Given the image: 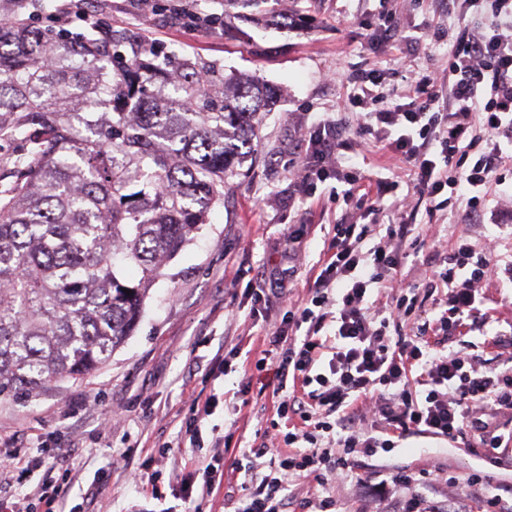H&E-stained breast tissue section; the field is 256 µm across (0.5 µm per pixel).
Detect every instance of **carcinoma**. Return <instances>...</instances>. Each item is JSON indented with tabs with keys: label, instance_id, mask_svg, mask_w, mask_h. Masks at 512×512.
<instances>
[{
	"label": "carcinoma",
	"instance_id": "obj_1",
	"mask_svg": "<svg viewBox=\"0 0 512 512\" xmlns=\"http://www.w3.org/2000/svg\"><path fill=\"white\" fill-rule=\"evenodd\" d=\"M161 55L21 10L0 24V400L80 380L125 343L275 103L250 76Z\"/></svg>",
	"mask_w": 512,
	"mask_h": 512
}]
</instances>
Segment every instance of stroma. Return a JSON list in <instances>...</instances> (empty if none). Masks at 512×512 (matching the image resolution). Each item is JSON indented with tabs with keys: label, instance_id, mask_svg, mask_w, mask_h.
Segmentation results:
<instances>
[{
	"label": "stroma",
	"instance_id": "1",
	"mask_svg": "<svg viewBox=\"0 0 512 512\" xmlns=\"http://www.w3.org/2000/svg\"><path fill=\"white\" fill-rule=\"evenodd\" d=\"M102 6L114 37L133 40L146 32L173 59L191 57L224 73L252 75L275 89L276 104L263 113L251 140L255 164L226 179L223 203L167 263L124 346L82 381L0 401V449L29 463L26 474L0 479V497L32 491L50 477L67 483L69 505L86 496L96 512H130L142 489L112 470L110 459L122 453L136 467L148 449L175 440L185 416L182 392L190 389L213 399L202 427L204 446L156 458L154 466L168 475L199 458L220 457L219 499L223 512H233L244 480L235 465L242 452L265 443L277 418L271 373L246 369L245 361L261 358L263 339L281 328L287 306L274 296L265 304L256 296L282 285L290 300L307 299L325 234L356 213L332 170L307 202L295 201L293 162L303 150L302 131L326 117L348 128L356 124L342 82L329 80V72H391L388 94L396 99L407 93L417 64L401 44L370 50L358 19L376 12L378 0H266L265 9L286 22L250 29L247 43L219 25L192 31L163 11L142 15L139 0H103ZM393 7L401 27L412 31L446 19L440 0H395ZM338 160L369 189L377 178L406 174L397 156L371 144L344 147ZM499 192L493 218L480 224L464 223L450 209L431 219L418 212L416 223L430 226L427 249L449 250L461 236L479 246L492 241L500 267L511 265L512 172ZM480 288L488 320L468 338L483 369L498 371L512 354L494 342L512 334V281L501 274ZM219 353L228 355L227 364L216 361ZM113 410L124 412V420L112 431L99 430ZM475 475L512 486V450L500 449L493 459L469 431L451 443L413 434L390 453L360 459L353 477L336 487V512H404L414 495L437 502L441 512L459 503L482 512L483 503L461 491Z\"/></svg>",
	"mask_w": 512,
	"mask_h": 512
}]
</instances>
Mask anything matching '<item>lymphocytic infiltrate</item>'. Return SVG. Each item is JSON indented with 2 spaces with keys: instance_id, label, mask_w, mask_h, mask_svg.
Wrapping results in <instances>:
<instances>
[{
  "instance_id": "f902f5d3",
  "label": "lymphocytic infiltrate",
  "mask_w": 512,
  "mask_h": 512,
  "mask_svg": "<svg viewBox=\"0 0 512 512\" xmlns=\"http://www.w3.org/2000/svg\"><path fill=\"white\" fill-rule=\"evenodd\" d=\"M379 2L381 11L361 21L371 49L402 43L417 56L427 52L428 40L444 39L448 59L425 69L393 103L381 93L387 73L347 76V102L360 111L354 132L325 118L304 134L299 200L311 197L349 142L361 147L373 141L402 159L410 187L401 195L398 181H381L370 195L355 176H344L345 196L355 200L358 218L333 225L308 298L290 305L287 331L271 338L279 349L275 361L254 363L259 371L272 368L276 414L288 428L275 433L273 450L256 449L252 460L238 464L246 492L235 512H284L291 483L301 474L321 488L318 506L329 512L331 489L349 479L358 457L391 452L409 434L452 442L470 429L487 447L504 442L477 412L512 411V366L481 369L467 352L468 341L453 334L462 318L484 322L479 284L498 273L493 252L460 238L450 253L424 254L426 230L380 225L376 198L394 194L396 210L422 209L430 217L461 201V221L480 223L501 182L503 147L512 146V0H448V26L429 24L418 36L404 34L388 0ZM380 228L382 244L365 248ZM418 255L431 270L421 288L398 277L407 259ZM380 293L387 302L377 311L371 298ZM402 322L409 334L391 333ZM326 346L332 356L325 362ZM260 457L266 460L262 474ZM196 470L201 484L181 488L188 512L215 503L224 480L215 462L197 463ZM64 500L62 485L44 483L23 497L0 499V512H62Z\"/></svg>"
}]
</instances>
